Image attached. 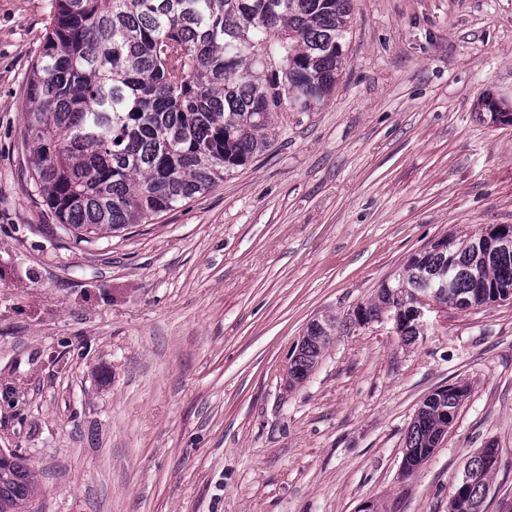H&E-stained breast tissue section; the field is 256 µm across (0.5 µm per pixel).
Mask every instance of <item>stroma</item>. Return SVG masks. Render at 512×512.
Wrapping results in <instances>:
<instances>
[{
  "instance_id": "1",
  "label": "stroma",
  "mask_w": 512,
  "mask_h": 512,
  "mask_svg": "<svg viewBox=\"0 0 512 512\" xmlns=\"http://www.w3.org/2000/svg\"><path fill=\"white\" fill-rule=\"evenodd\" d=\"M54 0H0V448L37 512H448L499 450L512 512V303L348 321L407 260L512 225V0H353L343 76L210 192L75 244L28 172L22 102ZM336 332L286 383L307 323ZM468 395L432 455L405 439L440 386Z\"/></svg>"
}]
</instances>
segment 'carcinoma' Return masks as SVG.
<instances>
[{
  "instance_id": "carcinoma-1",
  "label": "carcinoma",
  "mask_w": 512,
  "mask_h": 512,
  "mask_svg": "<svg viewBox=\"0 0 512 512\" xmlns=\"http://www.w3.org/2000/svg\"><path fill=\"white\" fill-rule=\"evenodd\" d=\"M353 0H55L33 61L23 112L29 172L74 242L109 238L145 224L224 181L271 147L280 112H311L335 90ZM408 273L360 306L380 319L395 295L448 276L442 302L469 296L473 276L512 291V254L488 257L477 232H455L411 257ZM335 320L307 331L288 384L318 363ZM448 390L420 411L406 440L411 464L442 436ZM460 488L486 497L489 472ZM38 474L15 453L0 454V512H31Z\"/></svg>"
}]
</instances>
